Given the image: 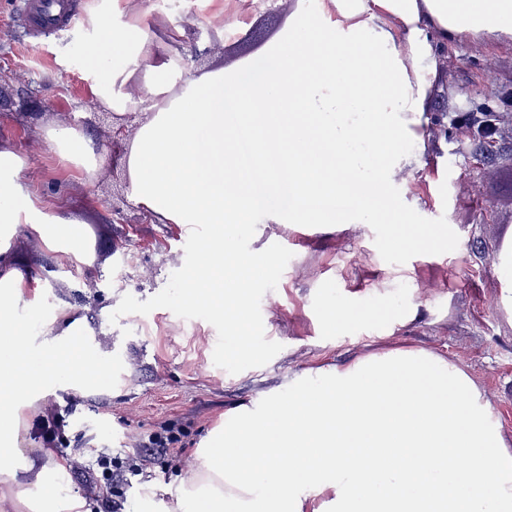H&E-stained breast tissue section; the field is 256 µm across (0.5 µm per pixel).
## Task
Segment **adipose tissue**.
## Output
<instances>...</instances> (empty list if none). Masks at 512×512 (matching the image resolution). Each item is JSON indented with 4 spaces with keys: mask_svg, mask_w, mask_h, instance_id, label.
<instances>
[{
    "mask_svg": "<svg viewBox=\"0 0 512 512\" xmlns=\"http://www.w3.org/2000/svg\"><path fill=\"white\" fill-rule=\"evenodd\" d=\"M462 36L512 42V0H319L247 83L220 68L174 72L179 41L147 59L144 32L100 25L86 49L90 93L116 111L118 82L150 72L146 91L162 104L130 141L129 189L158 222L209 225L185 286L189 302H206L230 328L229 356L256 355L258 266L231 237L262 210L276 224L335 223L333 199L358 178L383 186L427 107L436 45ZM241 126L253 139L247 165ZM46 134L63 162L98 171L103 155L82 132L58 122ZM25 167L0 145V450L13 460L0 488L14 512H81V498L60 504L45 492L68 459L51 453L34 465L21 434L37 402L62 386L84 391L111 364L100 360L93 374L76 359L84 317L50 324L36 341L15 314L29 286L11 251L19 225L65 255L85 254L89 241L78 220L22 188ZM197 461L180 484L181 512H512V438L465 368L418 347L308 371L287 395L228 411Z\"/></svg>",
    "mask_w": 512,
    "mask_h": 512,
    "instance_id": "obj_1",
    "label": "adipose tissue"
}]
</instances>
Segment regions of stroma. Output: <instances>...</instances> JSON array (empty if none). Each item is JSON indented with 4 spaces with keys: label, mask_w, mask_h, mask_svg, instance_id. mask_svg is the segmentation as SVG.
I'll list each match as a JSON object with an SVG mask.
<instances>
[{
    "label": "stroma",
    "mask_w": 512,
    "mask_h": 512,
    "mask_svg": "<svg viewBox=\"0 0 512 512\" xmlns=\"http://www.w3.org/2000/svg\"><path fill=\"white\" fill-rule=\"evenodd\" d=\"M102 0H86L82 22L70 32L35 39L18 26L12 0H0V142L24 155L20 182L46 203L66 200L86 221L98 260L88 266L46 249L29 225H20L16 253L28 256L37 303L48 316L78 310L90 329V352L112 362L98 392L57 389L31 413L24 435L35 462L41 419L66 421L57 453L75 460L57 482L60 498H83L92 509L90 483L98 452L132 454L140 437L168 420L187 425L183 466L154 464L125 489L124 512H141L146 490L154 512H176L185 470L226 411L287 391L307 370L340 365L395 346L421 347L464 366L481 384L506 433L512 434V311L500 302L501 251L512 236V203L487 187L503 158L512 156V43L461 38L437 47L448 60L442 89H430V109L413 128L412 146L389 178V193L413 224L443 232L438 244L396 245L384 224H272L253 219L234 247L262 261L250 290L251 323L259 357L228 358L229 332L198 305H173L170 291L184 283L193 251L175 224L133 223V210L113 213V184L124 175L103 165L91 176L60 163L45 127L69 123L102 144L101 105L86 83L85 65L73 64L75 47L91 42ZM149 34V49L166 36L210 25L215 17L247 31L269 11L302 14L300 0H185L183 24H175L152 0H129ZM278 27L255 49L225 62L221 52L205 65L248 79L268 50L287 33ZM495 79H488V67ZM496 105L504 121L494 144L481 145L453 129L448 114L466 101ZM335 299L377 318L330 326L325 304Z\"/></svg>",
    "instance_id": "stroma-1"
}]
</instances>
